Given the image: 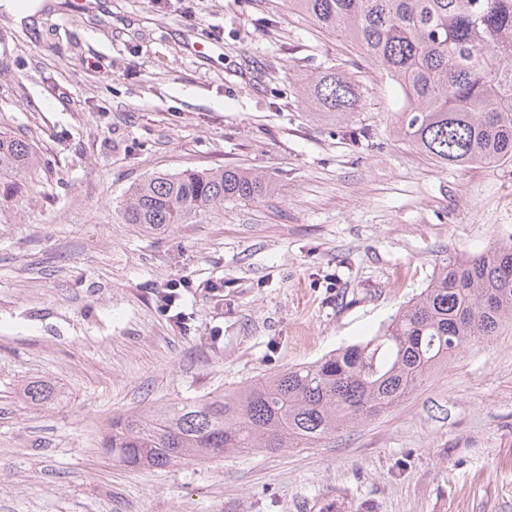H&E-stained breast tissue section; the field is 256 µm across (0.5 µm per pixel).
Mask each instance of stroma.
I'll use <instances>...</instances> for the list:
<instances>
[{
	"mask_svg": "<svg viewBox=\"0 0 512 512\" xmlns=\"http://www.w3.org/2000/svg\"><path fill=\"white\" fill-rule=\"evenodd\" d=\"M335 70L360 94L348 118L303 100ZM400 102L288 0H0V128L40 156L0 187V512H512L510 325L315 448L134 469L99 448L114 417L365 340L448 254L512 238V166H438L395 136ZM224 168L273 189L124 222L143 179ZM173 279L181 324L158 309ZM36 378L63 400L22 408Z\"/></svg>",
	"mask_w": 512,
	"mask_h": 512,
	"instance_id": "1",
	"label": "stroma"
}]
</instances>
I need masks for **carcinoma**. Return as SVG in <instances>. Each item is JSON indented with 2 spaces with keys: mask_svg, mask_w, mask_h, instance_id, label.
<instances>
[{
  "mask_svg": "<svg viewBox=\"0 0 512 512\" xmlns=\"http://www.w3.org/2000/svg\"><path fill=\"white\" fill-rule=\"evenodd\" d=\"M288 9L350 42L399 88L395 132L440 165H512V0H288ZM304 102L345 116L359 94L345 73L316 78ZM35 149L0 131V178L37 165ZM272 190L239 169L153 175L132 187L127 224H184L224 200ZM512 324V238L462 258L450 255L416 300L371 339L282 371L231 395L165 405L112 419L102 453L129 467H166L226 452L310 448L377 416L475 339ZM59 388L29 381L22 401L55 402Z\"/></svg>",
  "mask_w": 512,
  "mask_h": 512,
  "instance_id": "1",
  "label": "carcinoma"
}]
</instances>
